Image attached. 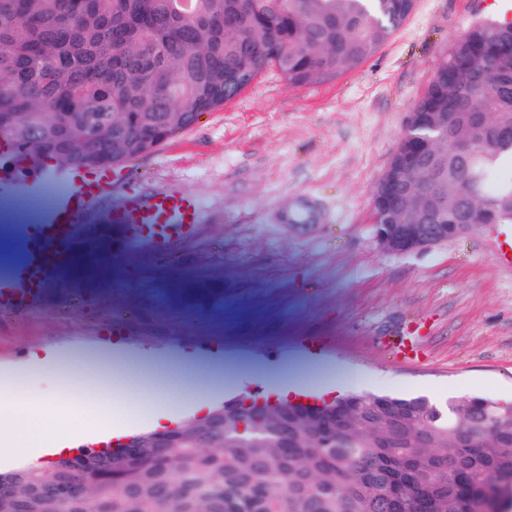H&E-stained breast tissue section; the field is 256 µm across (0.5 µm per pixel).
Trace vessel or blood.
<instances>
[{
	"mask_svg": "<svg viewBox=\"0 0 512 512\" xmlns=\"http://www.w3.org/2000/svg\"><path fill=\"white\" fill-rule=\"evenodd\" d=\"M53 182L51 175L19 167L6 157L0 159V220L9 221L14 246L23 256L19 265L0 277L2 314H23L36 307L65 262L68 249L86 239L80 218L111 185L112 173L97 172L44 201ZM200 210L201 202L192 192L161 188L127 197L103 221L131 248L166 260L173 243L192 238Z\"/></svg>",
	"mask_w": 512,
	"mask_h": 512,
	"instance_id": "obj_1",
	"label": "vessel or blood"
}]
</instances>
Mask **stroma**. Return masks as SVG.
<instances>
[{"instance_id":"stroma-1","label":"stroma","mask_w":512,"mask_h":512,"mask_svg":"<svg viewBox=\"0 0 512 512\" xmlns=\"http://www.w3.org/2000/svg\"><path fill=\"white\" fill-rule=\"evenodd\" d=\"M500 0H416L413 13L370 59L337 79L289 84L264 71L240 96L203 114L154 150L115 168L85 219L106 243L78 245L58 285L23 316L0 315V367L29 353L102 343L122 322L118 348L143 356L203 350L254 361L228 398L270 395L266 372L289 382L309 362L312 388L424 396L512 395V264L496 257L512 224L481 227L405 256L374 236L373 192L406 116L443 52ZM176 186L202 202L195 243L159 261L126 247L101 214L127 193ZM321 202L317 224H285L295 203ZM416 329L424 356L396 360L388 342ZM59 398L95 405L143 393L194 421L192 390L165 396L132 367L78 365Z\"/></svg>"}]
</instances>
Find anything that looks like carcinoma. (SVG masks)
Masks as SVG:
<instances>
[{"label": "carcinoma", "mask_w": 512, "mask_h": 512, "mask_svg": "<svg viewBox=\"0 0 512 512\" xmlns=\"http://www.w3.org/2000/svg\"><path fill=\"white\" fill-rule=\"evenodd\" d=\"M0 0V117L17 162L54 159L111 168L139 155L137 142L172 137L243 93L273 67L294 85L326 83L372 57L416 0ZM415 112H449L448 139L500 143L468 156L442 144L417 180L432 219L467 220L470 195L488 204L483 221L512 224V27L488 16L454 41ZM288 422L271 406L245 419L224 406V428H192L163 459L146 449L132 465L113 458L110 477L84 476L82 498L44 501L34 512H463L476 483L512 472V406L490 397L445 403L369 392L341 396ZM410 411L395 428L387 401ZM494 427L475 455L461 435ZM334 439L320 445V433ZM32 484L53 465L23 468Z\"/></svg>", "instance_id": "carcinoma-1"}]
</instances>
